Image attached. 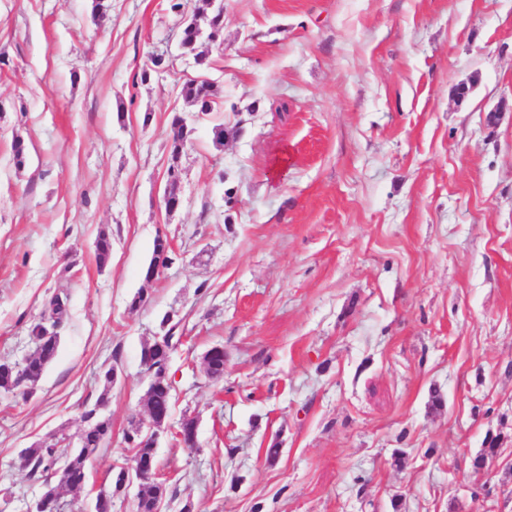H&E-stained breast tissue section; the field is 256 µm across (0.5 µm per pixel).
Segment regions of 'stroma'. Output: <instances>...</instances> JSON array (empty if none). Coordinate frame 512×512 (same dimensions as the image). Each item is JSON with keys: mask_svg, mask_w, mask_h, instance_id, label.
I'll list each match as a JSON object with an SVG mask.
<instances>
[{"mask_svg": "<svg viewBox=\"0 0 512 512\" xmlns=\"http://www.w3.org/2000/svg\"><path fill=\"white\" fill-rule=\"evenodd\" d=\"M183 4L111 0L100 27L91 0H0V362L68 296L34 393L0 392V512L43 491L26 448L78 447L111 368L112 436L61 512L134 468L166 316L163 512H512V0H224L204 70ZM152 52L171 71L145 80ZM178 76L217 82L219 111L189 112ZM177 113L194 135L169 213ZM161 233L173 263L149 282Z\"/></svg>", "mask_w": 512, "mask_h": 512, "instance_id": "stroma-1", "label": "stroma"}]
</instances>
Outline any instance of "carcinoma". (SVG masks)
<instances>
[{"label": "carcinoma", "mask_w": 512, "mask_h": 512, "mask_svg": "<svg viewBox=\"0 0 512 512\" xmlns=\"http://www.w3.org/2000/svg\"><path fill=\"white\" fill-rule=\"evenodd\" d=\"M196 16L186 22L180 32L179 42L182 49L195 56L197 64L206 63L207 55L198 51V45L206 39L200 32L196 17L206 15L215 28H224V16L215 5L216 0H199ZM179 95L196 111L207 115L214 111L221 99L220 87L207 79H185L178 84ZM173 135L169 144V165L167 176L172 184H177L179 177V161L191 143L193 127L180 123V117L172 119ZM95 252L98 263L105 265L112 254V241L106 234L100 235L95 242ZM68 313L66 297L56 294L48 304L47 314L42 320L34 324L30 330L34 352L26 359L24 364L18 366L8 362L0 363V389L8 382H16L18 377H26L38 382L46 368L53 362L59 348L57 329L62 325ZM156 385L147 401V409L155 415H164L170 412L172 405V389L170 384L162 377L160 371ZM86 426L81 434V445L73 450L58 448L54 444H42L25 450L24 464L29 469V476L47 474L43 494L49 499L60 497L62 487L75 488L84 484L87 477V460L110 438L112 424L110 419L101 415L94 418H84ZM134 430H129L124 436L127 447L134 451L135 461H147L156 464V448L150 440L141 436L132 438ZM56 481H51V478ZM168 488L163 482L150 481L142 484L137 496V512H155L158 504L167 496Z\"/></svg>", "instance_id": "1"}]
</instances>
